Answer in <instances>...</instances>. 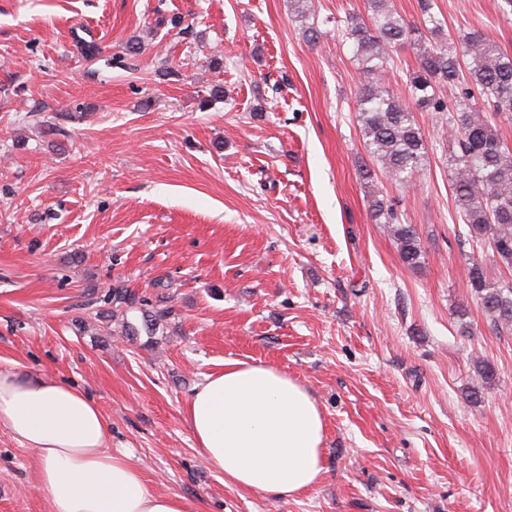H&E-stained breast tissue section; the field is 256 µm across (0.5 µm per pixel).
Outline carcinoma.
Returning <instances> with one entry per match:
<instances>
[{
    "label": "carcinoma",
    "instance_id": "carcinoma-1",
    "mask_svg": "<svg viewBox=\"0 0 512 512\" xmlns=\"http://www.w3.org/2000/svg\"><path fill=\"white\" fill-rule=\"evenodd\" d=\"M341 30L357 61L356 105L372 160L390 179L407 182L421 170L428 152L413 110L432 112L448 124L456 145L450 169L457 217L466 225L469 240L489 243L496 262L511 270L512 149L493 120L512 117V54L477 29L456 42L429 45L390 0H368V17L348 14ZM407 43L417 49V66L408 75V102L395 97L385 83L392 53ZM442 86L454 89V99L438 93ZM478 95L489 112L477 110ZM370 210L372 217L388 225L403 263L419 265L422 249L414 226L401 223L389 201L377 194L371 195ZM467 276L495 333L512 334V279L488 280L478 261L470 263ZM109 298L124 318L131 311L148 316V326L172 313L169 308L151 310L147 299L117 284Z\"/></svg>",
    "mask_w": 512,
    "mask_h": 512
}]
</instances>
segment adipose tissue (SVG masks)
<instances>
[{"mask_svg": "<svg viewBox=\"0 0 512 512\" xmlns=\"http://www.w3.org/2000/svg\"><path fill=\"white\" fill-rule=\"evenodd\" d=\"M185 421L203 462L227 486L288 499L324 471L326 425L315 396L288 373L232 360L192 394ZM39 460L49 512H199L154 491L142 469L106 443L112 424L82 390L50 375L0 369V429Z\"/></svg>", "mask_w": 512, "mask_h": 512, "instance_id": "ef3b65f1", "label": "adipose tissue"}]
</instances>
